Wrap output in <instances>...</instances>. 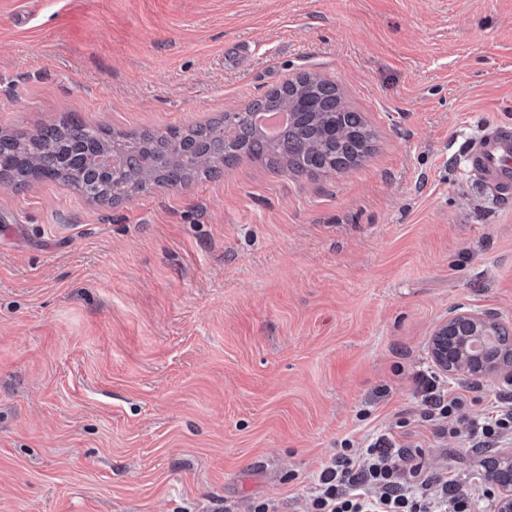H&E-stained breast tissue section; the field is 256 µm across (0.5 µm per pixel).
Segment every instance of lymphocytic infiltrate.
I'll use <instances>...</instances> for the list:
<instances>
[{
    "label": "lymphocytic infiltrate",
    "mask_w": 512,
    "mask_h": 512,
    "mask_svg": "<svg viewBox=\"0 0 512 512\" xmlns=\"http://www.w3.org/2000/svg\"><path fill=\"white\" fill-rule=\"evenodd\" d=\"M421 399L420 423L445 438L467 425L472 447L499 448L512 442V376L477 417L467 391L440 387L434 371L413 376ZM343 450L320 471L308 512H472L471 497L447 471L428 468L421 444L381 434L361 448L343 440Z\"/></svg>",
    "instance_id": "lymphocytic-infiltrate-1"
}]
</instances>
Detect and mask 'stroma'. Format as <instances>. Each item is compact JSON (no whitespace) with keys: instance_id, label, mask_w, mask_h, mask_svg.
<instances>
[{"instance_id":"35a3bbf8","label":"stroma","mask_w":512,"mask_h":512,"mask_svg":"<svg viewBox=\"0 0 512 512\" xmlns=\"http://www.w3.org/2000/svg\"><path fill=\"white\" fill-rule=\"evenodd\" d=\"M303 74L373 134L119 202L0 185V512H305L340 440L398 427L459 308L512 323V204L459 151L512 122V0H0V132H164Z\"/></svg>"}]
</instances>
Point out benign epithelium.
<instances>
[{
	"instance_id": "7a95c632",
	"label": "benign epithelium",
	"mask_w": 512,
	"mask_h": 512,
	"mask_svg": "<svg viewBox=\"0 0 512 512\" xmlns=\"http://www.w3.org/2000/svg\"><path fill=\"white\" fill-rule=\"evenodd\" d=\"M505 325L498 313L490 310H464L453 313L430 336V354L439 370L451 378L481 377L512 368V331L509 340L486 347L492 336ZM486 475L497 490V512H512V452L486 462Z\"/></svg>"
}]
</instances>
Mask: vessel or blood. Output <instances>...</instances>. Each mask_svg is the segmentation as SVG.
I'll return each mask as SVG.
<instances>
[{
  "instance_id": "b4317fda",
  "label": "vessel or blood",
  "mask_w": 512,
  "mask_h": 512,
  "mask_svg": "<svg viewBox=\"0 0 512 512\" xmlns=\"http://www.w3.org/2000/svg\"><path fill=\"white\" fill-rule=\"evenodd\" d=\"M464 157L471 178L501 198L512 197V127L485 128Z\"/></svg>"
}]
</instances>
